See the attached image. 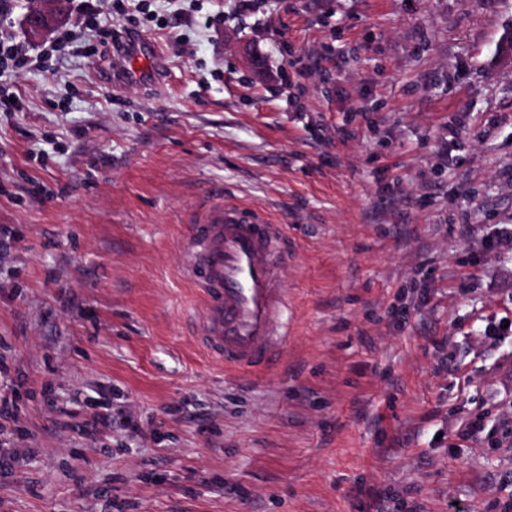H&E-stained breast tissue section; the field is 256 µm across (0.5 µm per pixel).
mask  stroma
Here are the masks:
<instances>
[{"instance_id": "1", "label": "stroma", "mask_w": 512, "mask_h": 512, "mask_svg": "<svg viewBox=\"0 0 512 512\" xmlns=\"http://www.w3.org/2000/svg\"><path fill=\"white\" fill-rule=\"evenodd\" d=\"M125 4L52 38L136 19L164 84L0 0L32 56L0 112V512H504L512 0ZM219 191L286 226L270 372L200 347L178 247ZM153 46L148 41H138L135 46H132L129 52L114 66L122 81L126 82H142L154 81L160 82L163 77V67L161 62L160 52L157 48L153 47L150 54L152 57V65L150 67H141L136 65V61L140 59L143 52H147L148 47Z\"/></svg>"}]
</instances>
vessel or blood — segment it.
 <instances>
[{
  "instance_id": "1",
  "label": "vessel or blood",
  "mask_w": 512,
  "mask_h": 512,
  "mask_svg": "<svg viewBox=\"0 0 512 512\" xmlns=\"http://www.w3.org/2000/svg\"><path fill=\"white\" fill-rule=\"evenodd\" d=\"M152 64L138 66L143 53ZM115 68L126 82L160 81L159 50L139 41ZM181 272L205 305L202 344L239 370L275 367L288 346V238L265 212L213 198L195 211L180 245Z\"/></svg>"
}]
</instances>
